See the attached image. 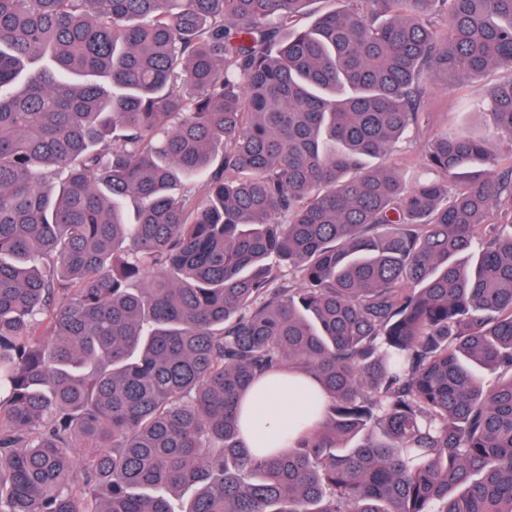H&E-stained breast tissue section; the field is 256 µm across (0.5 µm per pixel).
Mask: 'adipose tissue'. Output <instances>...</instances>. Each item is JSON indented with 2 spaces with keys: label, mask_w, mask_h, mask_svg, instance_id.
Returning a JSON list of instances; mask_svg holds the SVG:
<instances>
[{
  "label": "adipose tissue",
  "mask_w": 512,
  "mask_h": 512,
  "mask_svg": "<svg viewBox=\"0 0 512 512\" xmlns=\"http://www.w3.org/2000/svg\"><path fill=\"white\" fill-rule=\"evenodd\" d=\"M308 407V383L291 379L286 372L260 378L255 391L238 406L245 444L252 449H286L308 426Z\"/></svg>",
  "instance_id": "ef3b65f1"
}]
</instances>
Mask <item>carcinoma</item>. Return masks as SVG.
I'll return each instance as SVG.
<instances>
[{
    "instance_id": "carcinoma-1",
    "label": "carcinoma",
    "mask_w": 512,
    "mask_h": 512,
    "mask_svg": "<svg viewBox=\"0 0 512 512\" xmlns=\"http://www.w3.org/2000/svg\"><path fill=\"white\" fill-rule=\"evenodd\" d=\"M311 2L0 0V512H512V0ZM505 73L502 70H492L480 78L473 80L462 90L434 88L428 97L425 107L428 112L434 113V120L431 125L416 137L399 144L384 160L385 165L394 168L397 172L406 175L409 169L405 164L417 162V156L425 141L434 134L448 129L453 130L467 104L473 100L484 97L489 87L497 83ZM414 174L406 175L407 182L413 180ZM296 376L305 377L288 371L276 378L262 377L252 395L240 401L237 413L242 412L240 427L248 448L256 452L258 448L282 451L312 423L307 418L310 382L290 380Z\"/></svg>"
}]
</instances>
